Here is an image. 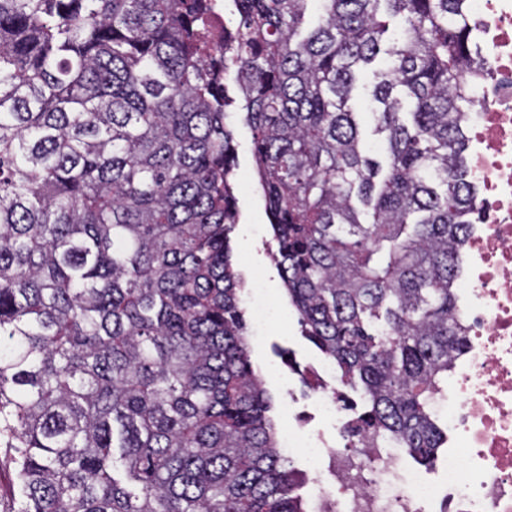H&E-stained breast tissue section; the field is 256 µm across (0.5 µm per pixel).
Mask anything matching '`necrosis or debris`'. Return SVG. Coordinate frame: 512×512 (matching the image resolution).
<instances>
[{
    "mask_svg": "<svg viewBox=\"0 0 512 512\" xmlns=\"http://www.w3.org/2000/svg\"><path fill=\"white\" fill-rule=\"evenodd\" d=\"M481 45L482 82L467 115L466 176L479 221L468 228L467 270L453 284L467 345L448 368L433 410L448 432L436 475L406 465L397 449L351 436L336 365L311 367L315 413L335 438L296 425L282 439L302 449L310 512H512V0H468Z\"/></svg>",
    "mask_w": 512,
    "mask_h": 512,
    "instance_id": "necrosis-or-debris-1",
    "label": "necrosis or debris"
}]
</instances>
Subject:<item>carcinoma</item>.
Instances as JSON below:
<instances>
[{"label":"carcinoma","mask_w":512,"mask_h":512,"mask_svg":"<svg viewBox=\"0 0 512 512\" xmlns=\"http://www.w3.org/2000/svg\"><path fill=\"white\" fill-rule=\"evenodd\" d=\"M221 2L238 20L212 50ZM471 35L466 0H0L15 512H307L239 307L228 79L303 335L362 389L380 447L433 463L465 347ZM381 54L377 161L350 101Z\"/></svg>","instance_id":"cac0c4a2"}]
</instances>
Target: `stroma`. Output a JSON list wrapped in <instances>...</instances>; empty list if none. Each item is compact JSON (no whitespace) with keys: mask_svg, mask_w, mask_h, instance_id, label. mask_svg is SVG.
<instances>
[{"mask_svg":"<svg viewBox=\"0 0 512 512\" xmlns=\"http://www.w3.org/2000/svg\"><path fill=\"white\" fill-rule=\"evenodd\" d=\"M232 130L237 144L238 206L240 222L232 234L233 260L245 276L259 272L257 285L271 307V320L261 345L252 347L255 368H270L280 380L266 379L272 396L270 415L278 430H287L290 420L282 407L289 395L312 393L309 365L322 361V353L301 333L297 316L283 291V282L271 257L276 250L272 231L258 190L256 164L251 151V132L241 121Z\"/></svg>","mask_w":512,"mask_h":512,"instance_id":"obj_1","label":"stroma"}]
</instances>
